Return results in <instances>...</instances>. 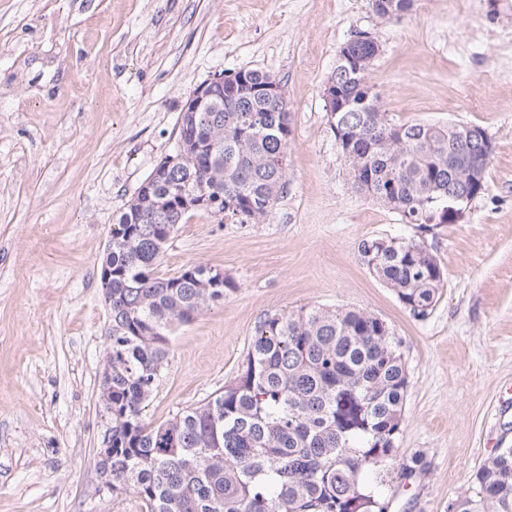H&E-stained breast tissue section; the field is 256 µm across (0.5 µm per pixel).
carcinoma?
Wrapping results in <instances>:
<instances>
[{
    "label": "carcinoma",
    "mask_w": 512,
    "mask_h": 512,
    "mask_svg": "<svg viewBox=\"0 0 512 512\" xmlns=\"http://www.w3.org/2000/svg\"><path fill=\"white\" fill-rule=\"evenodd\" d=\"M414 0H371L391 19ZM338 90L336 145L358 192L407 224L469 191L463 173L490 159L461 125L397 122L366 96L353 66L376 49L351 41ZM211 90L202 107L181 109L177 149L147 176L112 228L101 261L108 308L107 369L99 392L112 428V452L98 469L112 491H131L147 512H386L384 490L400 462L398 439L407 396L402 341L365 310L300 308L267 316L237 375L224 390L154 426L143 417L168 360L175 328L224 300L230 281L189 266L154 274L166 245L190 213L224 224H264L286 185L292 134L286 98L233 88ZM362 242L359 257L416 317L435 307L444 272L428 247L405 238ZM454 512H512V448L475 472L451 499Z\"/></svg>",
    "instance_id": "cac0c4a2"
}]
</instances>
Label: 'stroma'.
<instances>
[{"label":"stroma","instance_id":"stroma-1","mask_svg":"<svg viewBox=\"0 0 512 512\" xmlns=\"http://www.w3.org/2000/svg\"><path fill=\"white\" fill-rule=\"evenodd\" d=\"M371 33L378 102L397 121L475 123L495 151L454 224L421 229L358 193L322 97L339 47ZM259 69L284 86L287 184L263 224L194 213L155 270L223 272V301L181 326L144 416L223 390L267 315L364 309L403 341L398 440L417 475L389 512H448L512 448V0H429L400 19L369 0H0V512H146L96 462L109 344L100 260L112 224L176 148L192 90ZM424 241L445 273L414 317L359 259L362 241Z\"/></svg>","mask_w":512,"mask_h":512}]
</instances>
